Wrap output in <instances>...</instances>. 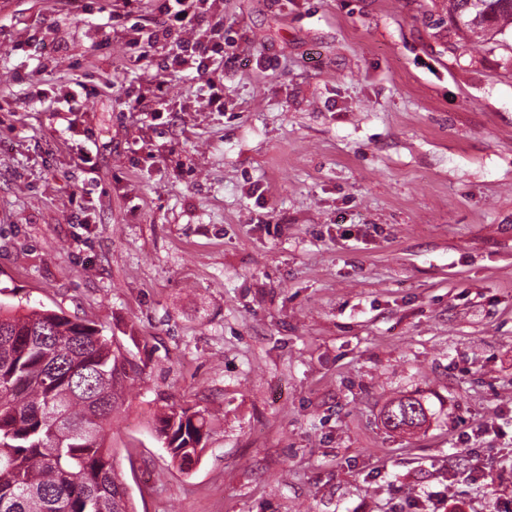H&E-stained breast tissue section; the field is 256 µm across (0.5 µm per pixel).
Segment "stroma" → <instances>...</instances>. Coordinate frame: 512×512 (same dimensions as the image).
I'll return each instance as SVG.
<instances>
[{
    "instance_id": "stroma-1",
    "label": "stroma",
    "mask_w": 512,
    "mask_h": 512,
    "mask_svg": "<svg viewBox=\"0 0 512 512\" xmlns=\"http://www.w3.org/2000/svg\"><path fill=\"white\" fill-rule=\"evenodd\" d=\"M0 0V302L141 367L108 429L136 512L512 501V30L448 0H224V109L103 40L107 0ZM93 71L63 121L26 98ZM167 110H126L140 81ZM93 147L94 173L76 166ZM412 397L426 421L384 424ZM218 421L190 472L170 406ZM448 13L457 26L482 42L495 41L512 28V0H448ZM147 94H149V97L152 98L155 103V106L157 107H151L146 108V106L143 105V101L147 98ZM167 91L164 89V83L162 82H151L147 85L145 88V92H139L135 96L134 99L128 95V112H143L144 119H147L150 115V120L148 122H152L155 120L160 119V112H164L165 105H166V99Z\"/></svg>"
}]
</instances>
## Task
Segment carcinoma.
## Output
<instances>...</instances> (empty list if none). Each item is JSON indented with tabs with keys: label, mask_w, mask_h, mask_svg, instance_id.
<instances>
[{
	"label": "carcinoma",
	"mask_w": 512,
	"mask_h": 512,
	"mask_svg": "<svg viewBox=\"0 0 512 512\" xmlns=\"http://www.w3.org/2000/svg\"><path fill=\"white\" fill-rule=\"evenodd\" d=\"M448 13L483 42L512 28V0H448ZM140 374L96 326L0 303V512H135L106 436L124 388ZM425 420L416 399L386 412L395 430ZM214 422L205 409H170L157 436L171 462L190 471Z\"/></svg>",
	"instance_id": "1"
}]
</instances>
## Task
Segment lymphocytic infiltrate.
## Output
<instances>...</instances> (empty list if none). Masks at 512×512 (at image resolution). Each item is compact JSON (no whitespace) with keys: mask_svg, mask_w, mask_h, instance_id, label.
<instances>
[{"mask_svg":"<svg viewBox=\"0 0 512 512\" xmlns=\"http://www.w3.org/2000/svg\"><path fill=\"white\" fill-rule=\"evenodd\" d=\"M110 19L135 62L162 54L166 68L195 75L210 111H223L224 0H156L151 14L142 0H112Z\"/></svg>","mask_w":512,"mask_h":512,"instance_id":"f902f5d3","label":"lymphocytic infiltrate"}]
</instances>
